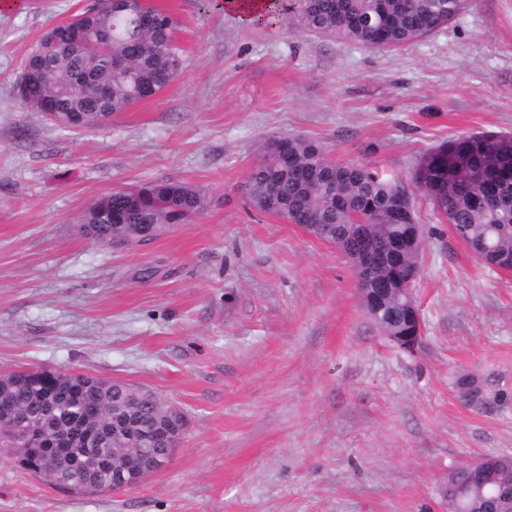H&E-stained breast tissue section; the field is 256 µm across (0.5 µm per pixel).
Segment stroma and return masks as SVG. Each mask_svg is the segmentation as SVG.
I'll use <instances>...</instances> for the list:
<instances>
[{
  "mask_svg": "<svg viewBox=\"0 0 512 512\" xmlns=\"http://www.w3.org/2000/svg\"><path fill=\"white\" fill-rule=\"evenodd\" d=\"M151 2L178 22L183 68L93 130L16 94L38 37L91 0L0 10V374L144 386L185 434L164 470L97 495L0 451V512H448L452 467L512 457V403L483 415L455 388L474 374L512 393V274L475 261L413 173L448 138L512 133V0H466L398 49L246 25L217 0ZM273 136L313 138L412 193L414 351L380 334L340 250L249 206ZM158 179L199 188L202 214L122 251L79 232L93 201Z\"/></svg>",
  "mask_w": 512,
  "mask_h": 512,
  "instance_id": "stroma-1",
  "label": "stroma"
}]
</instances>
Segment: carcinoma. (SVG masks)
I'll return each instance as SVG.
<instances>
[{"mask_svg":"<svg viewBox=\"0 0 512 512\" xmlns=\"http://www.w3.org/2000/svg\"><path fill=\"white\" fill-rule=\"evenodd\" d=\"M464 0H271L270 19L318 36L351 40L388 49L414 43L442 28L463 8ZM78 27L88 35L107 31L109 48L82 46L68 38ZM177 21L168 12L145 3L117 0L112 10L86 8L70 22L47 29L27 55V81L19 99L28 108L76 112L68 129H92L116 112L162 91L163 63L171 76L183 66L176 43ZM86 75L91 82L76 86ZM111 84V95L100 100L93 82ZM418 189L448 221L456 237L474 257L491 266L512 259V138L498 133L450 138L426 154L413 175ZM140 204L132 206L124 191L97 199V204L125 211V224L79 225L81 234L97 243L114 237L134 240L141 231L154 237L170 224H186L201 214L202 193L193 185L158 180L136 188ZM247 194L251 206L299 226L316 239L334 245L346 257L370 238L382 255L355 269L357 280L387 288L393 275L415 282L424 238L412 198L379 168L360 161L337 162L323 146L305 137L289 138L288 159L264 151L251 169ZM380 318L373 319L387 340L409 327L408 296L386 292ZM461 402L490 414L504 402L489 391L490 380L461 375L455 382ZM130 384L99 379L80 372L42 369L9 374L0 403L12 405L25 422V431L0 429V448L26 462V470L58 481L56 461L28 447L26 434L46 431L56 447L74 448L75 431L83 425L102 434L106 442L83 450L84 473L73 480V491L112 490V462H130L136 452L129 431L154 448H176L179 434L156 439L163 412L149 395L134 399Z\"/></svg>","mask_w":512,"mask_h":512,"instance_id":"1","label":"carcinoma"}]
</instances>
